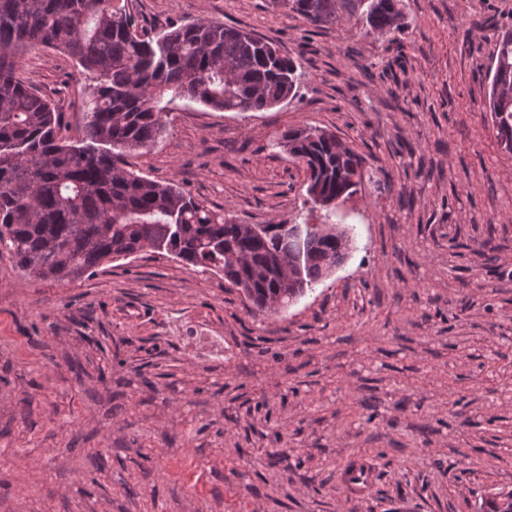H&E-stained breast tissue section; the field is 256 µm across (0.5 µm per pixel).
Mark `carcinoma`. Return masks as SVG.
I'll use <instances>...</instances> for the list:
<instances>
[{
	"label": "carcinoma",
	"mask_w": 512,
	"mask_h": 512,
	"mask_svg": "<svg viewBox=\"0 0 512 512\" xmlns=\"http://www.w3.org/2000/svg\"><path fill=\"white\" fill-rule=\"evenodd\" d=\"M402 0H273L313 26L360 15L367 33L401 28ZM50 47L96 75L82 139L62 134L51 103L21 78L20 53ZM293 58L250 32L207 20L150 36L116 0H0V252L35 280L64 281L143 251L218 271L250 313L276 314L354 248L347 227L239 224L128 158L165 134L164 96L224 112H262L297 97ZM488 110L512 153V29L497 34ZM278 145L303 165L306 203L333 214L365 178V159L323 129H288ZM490 495L479 512H512Z\"/></svg>",
	"instance_id": "cac0c4a2"
}]
</instances>
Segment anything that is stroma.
Wrapping results in <instances>:
<instances>
[{
    "label": "stroma",
    "instance_id": "obj_1",
    "mask_svg": "<svg viewBox=\"0 0 512 512\" xmlns=\"http://www.w3.org/2000/svg\"><path fill=\"white\" fill-rule=\"evenodd\" d=\"M126 7L154 33L253 32L303 73L298 97L265 112L174 99L166 134L131 159L142 175L243 224H318L278 145L307 126L389 180L339 206L355 251L274 317L166 255L52 282L0 253V512H476L512 489V154L484 107L512 0H403L386 37L270 0ZM20 75L80 137L93 81L75 61L30 48ZM199 323L223 356L182 343ZM358 459L376 480L352 499L337 475Z\"/></svg>",
    "mask_w": 512,
    "mask_h": 512
}]
</instances>
